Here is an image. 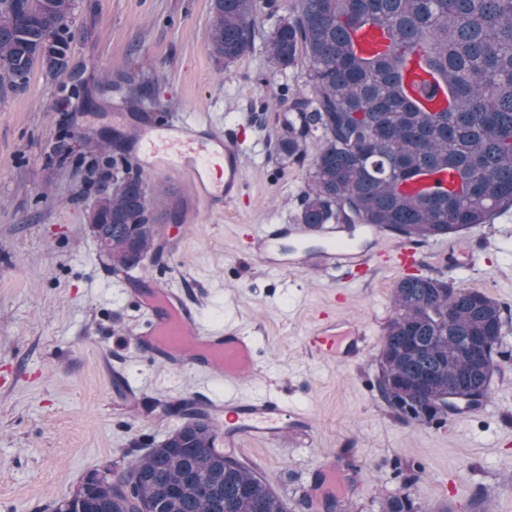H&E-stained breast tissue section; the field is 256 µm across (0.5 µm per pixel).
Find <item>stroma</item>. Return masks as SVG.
I'll return each instance as SVG.
<instances>
[{
	"mask_svg": "<svg viewBox=\"0 0 512 512\" xmlns=\"http://www.w3.org/2000/svg\"><path fill=\"white\" fill-rule=\"evenodd\" d=\"M212 0H79L76 74L34 72L26 90L0 95V512H51L90 470L124 465L176 425L168 403L223 395L216 378L151 365L132 332L142 315L92 236L94 201L87 171L96 143L136 127L139 111L124 91L101 95L104 77L133 76L156 111L192 112L243 147L245 195L212 212L174 176L144 174L157 222L159 256H176L170 280L198 302L204 322L251 327L263 372L240 381L248 396L271 392L312 422L269 443L221 433L219 446L263 473L289 512H380L406 493L423 512H512V325L488 402L440 426H409L377 389L376 357L394 313L401 273L382 267L340 280L308 267L274 270L261 258L265 224L296 223L300 197L321 142L301 158L277 154L292 93H309L306 64L275 72L258 20L254 51L228 67L207 44ZM73 147L47 164L56 141ZM490 295L512 310V208L461 235L426 242L416 269ZM364 330L367 346L344 361L303 344L315 316ZM421 463L411 473L410 462ZM331 474L337 507H322L316 477Z\"/></svg>",
	"mask_w": 512,
	"mask_h": 512,
	"instance_id": "1",
	"label": "stroma"
}]
</instances>
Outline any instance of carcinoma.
Instances as JSON below:
<instances>
[{"label":"carcinoma","instance_id":"1","mask_svg":"<svg viewBox=\"0 0 512 512\" xmlns=\"http://www.w3.org/2000/svg\"><path fill=\"white\" fill-rule=\"evenodd\" d=\"M208 51L226 66L255 48L260 7L274 19L265 42L284 72L309 63V97L276 142L286 158L320 134L298 222L366 225L406 239L448 237L512 207V0H213ZM77 0H0V93L34 70L67 72ZM415 64L424 73L407 81ZM88 220L112 268L134 269L157 249L159 227L139 173L105 161ZM377 356V389L406 424L441 425L448 396L491 394L492 354L509 318L488 294L451 280L408 276ZM180 419L120 469L81 485L53 512H288L269 481L216 446L210 413L179 402ZM381 512H422L396 494Z\"/></svg>","mask_w":512,"mask_h":512}]
</instances>
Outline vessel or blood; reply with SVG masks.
Listing matches in <instances>:
<instances>
[{
	"label": "vessel or blood",
	"mask_w": 512,
	"mask_h": 512,
	"mask_svg": "<svg viewBox=\"0 0 512 512\" xmlns=\"http://www.w3.org/2000/svg\"><path fill=\"white\" fill-rule=\"evenodd\" d=\"M132 152L155 173L185 177L207 208L231 204L243 191L242 158L235 138L217 134L200 118L148 116L139 124ZM297 258L324 270L348 268L362 275L368 273L371 262L370 255L353 239L337 236L332 226L324 231L319 249L299 250ZM384 260L406 271L422 262L423 252L419 244L410 242L385 253ZM126 283L148 317L145 324L136 327L134 340L150 363L208 374L220 368L225 372V385L230 387L243 377L255 376V339L250 328L236 323L204 326L199 305L171 288L166 272L131 275ZM359 336L358 329L342 330L318 319L305 336L304 345L320 357L342 358L356 347ZM207 405L224 413L242 438L251 442H270L291 428L310 424L308 417L265 394L240 403L211 399Z\"/></svg>",
	"instance_id": "obj_1"
}]
</instances>
